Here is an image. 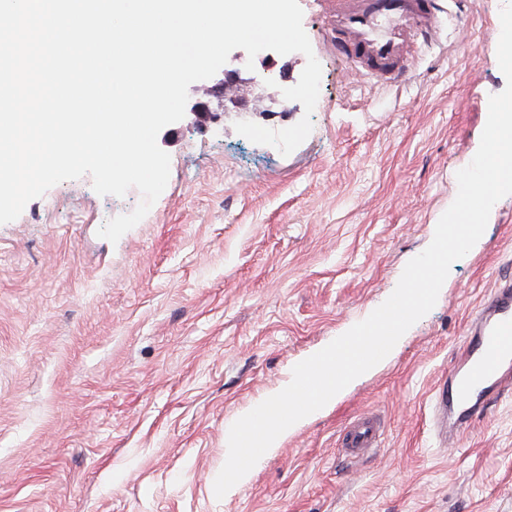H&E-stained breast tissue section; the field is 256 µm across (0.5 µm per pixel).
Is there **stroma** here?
<instances>
[{
	"label": "stroma",
	"instance_id": "obj_1",
	"mask_svg": "<svg viewBox=\"0 0 512 512\" xmlns=\"http://www.w3.org/2000/svg\"><path fill=\"white\" fill-rule=\"evenodd\" d=\"M506 0H440L438 41L409 79L353 76L319 0H299L322 69L312 131L290 155L234 129L304 114L281 90L302 53L229 56L227 112L208 92L161 148L168 184L117 243L141 194L67 180L0 224V512H512V394L458 445L433 389L467 322L512 274V195L389 359L292 431L223 498L224 430L293 367L369 316L431 243L476 154ZM382 416L381 448L347 463L342 425Z\"/></svg>",
	"mask_w": 512,
	"mask_h": 512
}]
</instances>
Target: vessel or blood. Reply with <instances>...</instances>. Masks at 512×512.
<instances>
[{
	"mask_svg": "<svg viewBox=\"0 0 512 512\" xmlns=\"http://www.w3.org/2000/svg\"><path fill=\"white\" fill-rule=\"evenodd\" d=\"M331 45L350 70L387 85L412 73L421 47L441 20L433 0H323ZM512 390V277L487 296L466 328L459 358L434 389L441 431L457 438ZM382 426L362 415L341 430L340 456L378 448Z\"/></svg>",
	"mask_w": 512,
	"mask_h": 512,
	"instance_id": "obj_1",
	"label": "vessel or blood"
}]
</instances>
